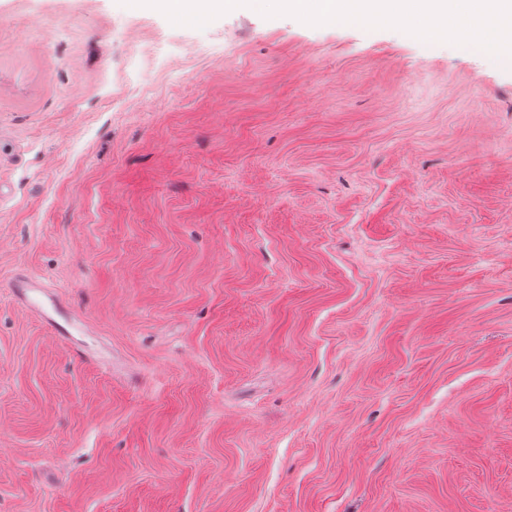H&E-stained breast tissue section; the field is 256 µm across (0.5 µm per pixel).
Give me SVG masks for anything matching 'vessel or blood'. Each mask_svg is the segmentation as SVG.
Returning <instances> with one entry per match:
<instances>
[{"label": "vessel or blood", "mask_w": 512, "mask_h": 512, "mask_svg": "<svg viewBox=\"0 0 512 512\" xmlns=\"http://www.w3.org/2000/svg\"><path fill=\"white\" fill-rule=\"evenodd\" d=\"M10 288L16 302L33 311L54 335L63 338L75 335L78 327L63 299L49 292L42 280L19 275L12 279Z\"/></svg>", "instance_id": "vessel-or-blood-1"}]
</instances>
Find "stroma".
Returning <instances> with one entry per match:
<instances>
[{"label": "stroma", "instance_id": "obj_1", "mask_svg": "<svg viewBox=\"0 0 512 512\" xmlns=\"http://www.w3.org/2000/svg\"><path fill=\"white\" fill-rule=\"evenodd\" d=\"M0 512H512V67L0 0ZM9 288L16 302L33 311L54 335L68 338L80 330L67 312L63 299L49 292L42 280L18 275L12 279Z\"/></svg>", "mask_w": 512, "mask_h": 512}]
</instances>
